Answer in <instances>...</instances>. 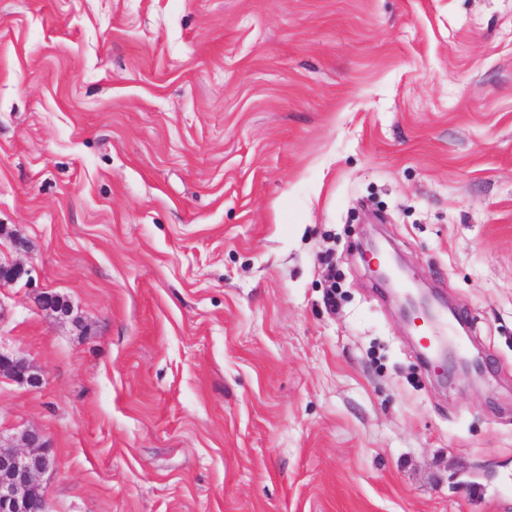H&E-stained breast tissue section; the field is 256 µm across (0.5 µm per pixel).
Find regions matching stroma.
<instances>
[{
  "label": "stroma",
  "instance_id": "stroma-1",
  "mask_svg": "<svg viewBox=\"0 0 512 512\" xmlns=\"http://www.w3.org/2000/svg\"><path fill=\"white\" fill-rule=\"evenodd\" d=\"M0 260L47 512H512V0H0ZM419 294L417 297H413L410 294H406L403 299L398 295H394L400 311L405 319L412 323L414 326H421V322L430 320L433 318L428 306L430 299L426 288H419ZM37 306L40 310L50 312L60 319H75L70 302L51 289L43 288L40 291ZM0 376L27 387L39 390L45 383V375L24 357L2 350L0 347Z\"/></svg>",
  "mask_w": 512,
  "mask_h": 512
}]
</instances>
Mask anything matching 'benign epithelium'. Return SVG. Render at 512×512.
Instances as JSON below:
<instances>
[{"label":"benign epithelium","instance_id":"obj_1","mask_svg":"<svg viewBox=\"0 0 512 512\" xmlns=\"http://www.w3.org/2000/svg\"><path fill=\"white\" fill-rule=\"evenodd\" d=\"M25 276H30V270L24 264L0 262V282H15ZM396 301L405 319L416 327L433 318L429 295L424 288L416 297L407 294ZM37 306L60 319L76 320L70 302L48 288L38 294ZM0 376L30 390H39L45 383L44 373L29 360L2 349ZM50 465L49 445L38 430L22 431L15 445H0V512H45V493L38 477Z\"/></svg>","mask_w":512,"mask_h":512}]
</instances>
